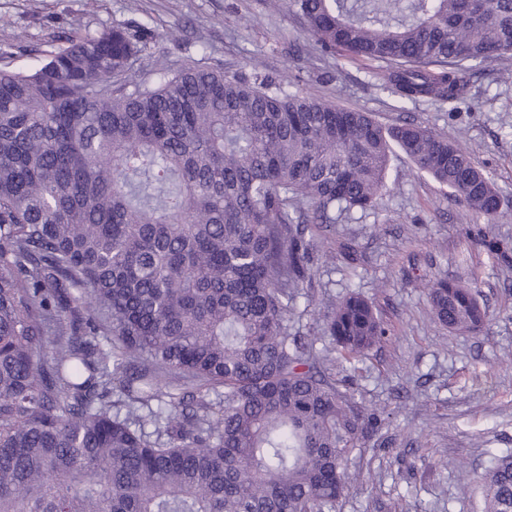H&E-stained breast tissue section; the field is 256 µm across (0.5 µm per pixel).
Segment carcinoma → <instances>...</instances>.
Listing matches in <instances>:
<instances>
[{
	"instance_id": "obj_1",
	"label": "carcinoma",
	"mask_w": 512,
	"mask_h": 512,
	"mask_svg": "<svg viewBox=\"0 0 512 512\" xmlns=\"http://www.w3.org/2000/svg\"><path fill=\"white\" fill-rule=\"evenodd\" d=\"M270 3L323 52L386 64L401 102L453 103L512 55V0ZM148 32L0 70V512H336L379 414L328 368L387 330L358 294L324 314L319 352L288 326L316 231L375 207L395 148L477 214L502 199L448 137L267 77L203 60L129 86ZM427 295L449 331L484 326L472 287ZM481 490L512 512V452Z\"/></svg>"
}]
</instances>
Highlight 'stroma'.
Segmentation results:
<instances>
[{
	"label": "stroma",
	"mask_w": 512,
	"mask_h": 512,
	"mask_svg": "<svg viewBox=\"0 0 512 512\" xmlns=\"http://www.w3.org/2000/svg\"><path fill=\"white\" fill-rule=\"evenodd\" d=\"M140 23L151 49L130 80L205 58L226 76L266 75L386 125L421 124L489 173L504 201L491 221L394 152L376 208L322 225L289 316L292 329L321 335V312L357 293L388 328L336 374L340 388L382 415L338 512H479L478 493L463 492L461 478L477 481L491 455L512 451V261L475 241L483 231L512 243V58L472 76L458 109L430 99L403 105L385 90L381 65L322 55L295 12L264 0H0V69H29L71 36ZM439 277L478 291L487 311L480 331L454 334L433 320L426 286Z\"/></svg>",
	"instance_id": "obj_1"
}]
</instances>
